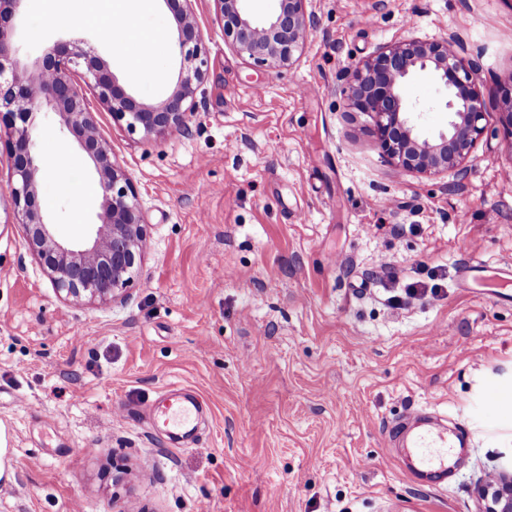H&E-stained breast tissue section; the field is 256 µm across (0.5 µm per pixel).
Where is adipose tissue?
Returning <instances> with one entry per match:
<instances>
[{
  "instance_id": "1",
  "label": "adipose tissue",
  "mask_w": 512,
  "mask_h": 512,
  "mask_svg": "<svg viewBox=\"0 0 512 512\" xmlns=\"http://www.w3.org/2000/svg\"><path fill=\"white\" fill-rule=\"evenodd\" d=\"M90 14L97 17L102 30H109L110 16H118L122 26L134 33V47L126 51L125 60L131 76H138L151 68L155 57L158 35L144 34L138 30L142 11L151 8L152 0H84Z\"/></svg>"
}]
</instances>
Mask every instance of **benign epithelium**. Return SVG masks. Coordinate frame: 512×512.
Segmentation results:
<instances>
[{
    "instance_id": "7a95c632",
    "label": "benign epithelium",
    "mask_w": 512,
    "mask_h": 512,
    "mask_svg": "<svg viewBox=\"0 0 512 512\" xmlns=\"http://www.w3.org/2000/svg\"><path fill=\"white\" fill-rule=\"evenodd\" d=\"M25 0H0V160L9 173L6 193L16 224L24 230L27 252L65 301L79 304L122 301L138 283L147 252L148 221L128 171L101 135L88 96L109 112L112 123L129 135L151 140L169 133L188 134L203 92L209 52L193 9L194 0H164L173 13L180 58L179 77L155 105L137 101L99 57L79 42L56 44L29 61L14 43L15 17ZM224 32V44L250 66L289 70L318 28L307 9L310 0H273L263 19L253 18L248 0H211ZM455 37L407 38L389 44L345 72L340 90L345 105L366 117L384 158L402 172L433 178L463 163L484 133L489 99L499 100L500 131L512 140V87L487 92L478 80L479 66L466 58ZM85 68L78 73L75 67ZM426 72L446 90L445 129L426 135L415 107L405 95L408 81ZM46 106L76 138L92 162L102 195L94 234L81 243L59 237L37 203L40 159L35 152L33 111ZM487 512H512V476H494L480 491Z\"/></svg>"
}]
</instances>
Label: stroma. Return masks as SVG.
Wrapping results in <instances>:
<instances>
[{
  "mask_svg": "<svg viewBox=\"0 0 512 512\" xmlns=\"http://www.w3.org/2000/svg\"><path fill=\"white\" fill-rule=\"evenodd\" d=\"M319 27L292 69L257 70L196 0L209 50L188 135L149 141L96 118L150 223L141 281L109 305H72L27 253L0 196V512H479L476 485L512 468V141L498 107L465 177L401 173L338 92L348 67L408 38L458 35L484 89L512 83V0H312ZM163 34L154 70L130 76L113 24L27 0L21 55L84 40L145 104L178 78L165 0L139 17ZM406 96L444 128L426 74ZM38 203L60 237L85 239L98 178L50 110L32 116ZM68 160L63 174L50 164ZM81 227H74V219ZM469 263L485 268L463 280ZM440 275L441 296L397 308L393 289ZM203 405L194 443L156 433L167 387ZM501 397L485 411L488 394ZM424 408L469 433L444 486L417 483L386 426Z\"/></svg>",
  "mask_w": 512,
  "mask_h": 512,
  "instance_id": "obj_1",
  "label": "stroma"
}]
</instances>
